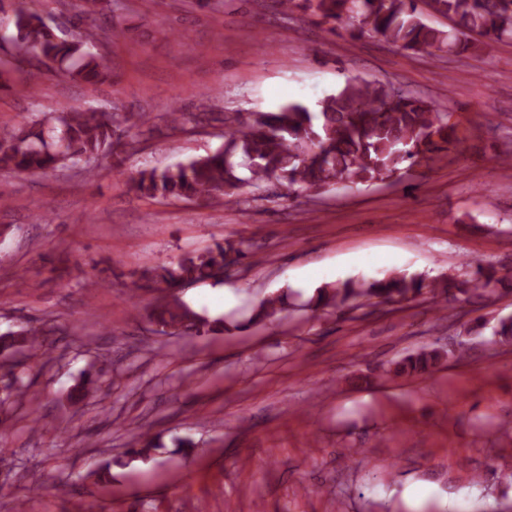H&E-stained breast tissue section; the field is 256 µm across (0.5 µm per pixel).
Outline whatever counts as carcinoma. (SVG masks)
<instances>
[{"mask_svg":"<svg viewBox=\"0 0 512 512\" xmlns=\"http://www.w3.org/2000/svg\"><path fill=\"white\" fill-rule=\"evenodd\" d=\"M421 2L451 18L455 26L449 31L428 26L423 22ZM276 4L283 13L294 7L311 11L332 34L344 29L354 38L377 37L398 49L436 57L470 49L473 33L487 40H512V0H276ZM8 23L15 34L0 38L13 48L9 59H0L1 89L10 86L13 69L23 65L38 71L64 72L94 88L110 77V71L103 58L87 46L125 39L124 30L112 26L104 36L90 27L70 41H61L41 14L28 6L15 8ZM221 121L224 145L220 149L161 171L141 170L127 182L128 192L150 199L222 200L244 211L249 205V199L240 193L244 185L258 188L276 181L288 190L287 197L297 198L304 192L321 193L336 185L352 189L386 181L398 183L414 167H432L465 142L456 126L448 125L447 107L390 83L348 81L336 93L320 99L314 112L303 103H290L250 121L233 113L224 114ZM120 124L121 116L116 112L71 109L50 115L44 123L0 130V170L45 172L79 167L91 177L92 160L112 154L121 145L129 146L114 140ZM247 249L242 240L226 239L204 253L148 268L142 277L149 288L175 291L241 264ZM467 267L461 278L431 283L404 274L366 285L351 279L339 281L317 289L309 307L314 312L354 308L362 298L388 305L426 293L440 295L447 303L487 299L504 281L492 265L471 261ZM286 306V294L272 296L254 309L248 323L234 326L161 299L147 318L163 334L205 336L222 334L232 326L245 330L261 325L285 311ZM494 335L500 344L512 343V315L499 318ZM18 346L42 351V333L23 329L19 336H0V353L10 354ZM443 358L438 349L423 350L397 362L394 373L406 377L428 374ZM100 379L98 371L85 373L77 397L99 392ZM3 387V404L12 397H24L23 387L11 370L4 375ZM155 449L153 440L140 437L125 458L104 464L98 480L111 482L112 465L145 461Z\"/></svg>","mask_w":512,"mask_h":512,"instance_id":"cac0c4a2","label":"carcinoma"}]
</instances>
